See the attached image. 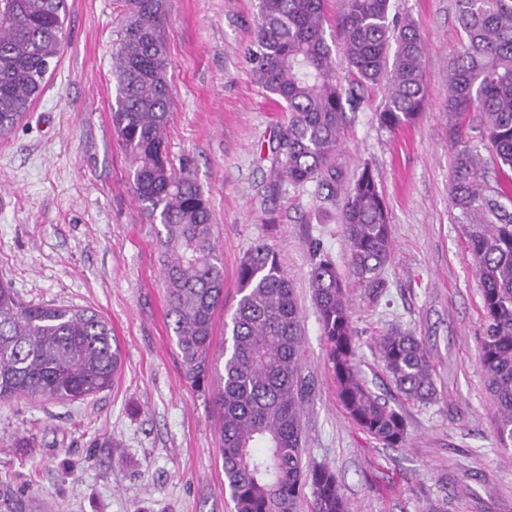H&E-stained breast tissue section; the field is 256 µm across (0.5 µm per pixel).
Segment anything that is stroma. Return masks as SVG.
<instances>
[{"instance_id":"35a3bbf8","label":"stroma","mask_w":512,"mask_h":512,"mask_svg":"<svg viewBox=\"0 0 512 512\" xmlns=\"http://www.w3.org/2000/svg\"><path fill=\"white\" fill-rule=\"evenodd\" d=\"M257 0H169L173 112L167 152L212 210L224 265L214 349L236 308L237 268L274 248L304 312L305 461L332 470L349 512H512V450L479 360L482 295L468 221L450 200L448 70L461 39L456 0H391L427 54L428 104L389 131L381 91L347 112L338 167H371L394 242L385 288L352 284V326L369 385L400 411L408 437L385 448L344 414L312 302L314 248L347 272L339 209L316 184L276 173L271 145L287 115L254 80L246 52ZM69 39L22 123L0 137V280L31 304L86 307L112 325L121 370L83 400L0 402V512H234L224 484L214 381L182 375L167 326L158 227L143 222L133 169L112 129L115 0H67ZM391 329L421 339L432 402L405 399L375 348Z\"/></svg>"}]
</instances>
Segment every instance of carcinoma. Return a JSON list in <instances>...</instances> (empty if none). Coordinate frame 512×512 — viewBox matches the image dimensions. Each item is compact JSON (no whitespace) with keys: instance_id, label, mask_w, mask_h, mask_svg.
Segmentation results:
<instances>
[{"instance_id":"1","label":"carcinoma","mask_w":512,"mask_h":512,"mask_svg":"<svg viewBox=\"0 0 512 512\" xmlns=\"http://www.w3.org/2000/svg\"><path fill=\"white\" fill-rule=\"evenodd\" d=\"M67 0H0V136L20 125L41 95L67 43ZM112 44V128L134 169L133 191L159 224L167 318L185 379H216L224 484L235 512H298L305 485L312 512H348L336 475L304 462L303 320L288 274L268 245H255L237 271L240 298L229 337L213 351L214 316L224 301V271L212 213L200 186L166 152L172 64L164 29L168 0H118ZM463 41L448 70V127L453 150L450 198L470 217L484 319L480 358L497 411L496 434L512 446V212L491 185L493 164L512 170V0H456ZM325 0H258L249 56L256 82L288 112L273 153L282 179L315 182L339 198V222L353 279L372 288L393 252L389 213L365 166L336 194V156L346 106L370 89L383 92L379 123L389 129L425 108V47L410 22L391 15V0H344L337 37L354 79L336 76L326 37ZM469 117V133L458 118ZM312 298L336 398L348 419L386 448L405 444L403 415L362 375L348 283L336 260L316 249ZM396 390L422 403L436 396L427 351L408 332L376 342ZM120 361L111 324L88 308L24 303L0 280V401L34 397L83 400L112 384Z\"/></svg>"}]
</instances>
